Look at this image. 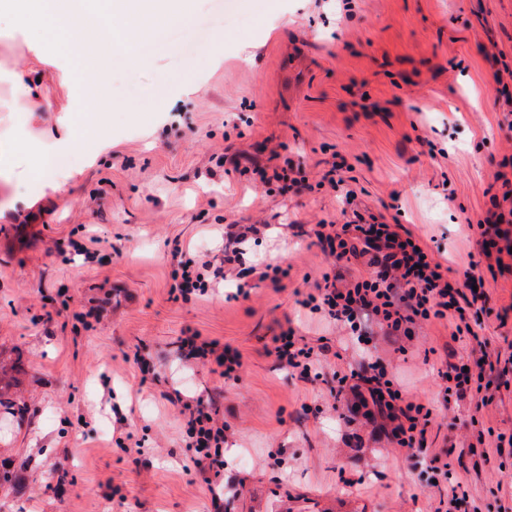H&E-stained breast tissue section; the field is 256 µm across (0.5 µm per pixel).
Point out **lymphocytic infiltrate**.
<instances>
[{"mask_svg":"<svg viewBox=\"0 0 512 512\" xmlns=\"http://www.w3.org/2000/svg\"><path fill=\"white\" fill-rule=\"evenodd\" d=\"M502 200V206L489 212L478 224L481 252L494 257L501 271L506 268L502 254L505 248H512V189L504 192ZM256 231V226L251 225L232 233L234 246L225 250L217 263L197 262L186 258L182 249H175L172 257L177 262L175 289L179 295L185 299L205 295L213 279L224 277L226 270L241 264V245ZM314 235L339 261L361 245L373 250L374 271L341 285L325 283L318 293L308 294L307 303L318 304L330 320L347 330L350 339L359 342L367 334L361 325L366 315L375 319L389 336L409 335L412 326L431 319L447 321L452 339L466 349L467 360L462 365L451 363L438 369V378L448 392L460 397L473 394L476 409L493 402L490 376L499 365L502 352L490 351L488 341L479 337L486 319L493 313L484 290L483 274L470 270L462 278L451 277L448 269L403 225L371 222L360 214L339 226L319 224ZM183 345L192 358L214 364L224 379L236 378L241 358L230 346L194 336L186 337ZM271 352L280 369L304 380L310 379L318 361L313 348L303 343L291 328L273 336ZM357 379L364 381L379 413L395 420L392 438L396 447L406 452L408 460L424 457L431 409L406 400L380 361L365 363L359 371L337 373L338 391L350 389ZM181 413L187 419L184 443L194 451V467L204 475H220L224 469L223 420L200 398L183 401Z\"/></svg>","mask_w":512,"mask_h":512,"instance_id":"obj_1","label":"lymphocytic infiltrate"}]
</instances>
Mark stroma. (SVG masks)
<instances>
[{"label": "stroma", "instance_id": "obj_1", "mask_svg": "<svg viewBox=\"0 0 512 512\" xmlns=\"http://www.w3.org/2000/svg\"><path fill=\"white\" fill-rule=\"evenodd\" d=\"M163 33L82 87L65 57L38 60L0 19V512H215L217 497L235 512H435L441 491L393 450L391 422L336 393L362 353L302 300L324 276L370 267L335 261L312 230L345 221L343 191L322 183L338 165L357 209L456 272L481 260L474 223L512 156V0H202ZM49 66L33 120L14 109L10 75ZM85 93L107 96V119L78 111ZM68 110L86 137L55 194L27 146L54 149ZM287 157L299 184L255 180ZM234 224L259 229L248 292L230 275L174 298L173 249L219 257ZM271 269L279 283L259 280ZM288 327L318 353L319 379L267 354ZM367 328L403 395L433 411L429 453L450 449L454 478L499 512L512 452L485 466L457 448L474 417L512 436V363L479 411L439 387L438 368L466 355L447 321L396 341ZM191 335L236 349L237 379L184 359ZM192 397L214 399L227 427L224 471L208 481L182 443L178 401ZM129 436L140 453L120 448Z\"/></svg>", "mask_w": 512, "mask_h": 512}]
</instances>
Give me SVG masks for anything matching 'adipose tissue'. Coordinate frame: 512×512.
I'll return each mask as SVG.
<instances>
[{"mask_svg":"<svg viewBox=\"0 0 512 512\" xmlns=\"http://www.w3.org/2000/svg\"><path fill=\"white\" fill-rule=\"evenodd\" d=\"M194 0H12L14 24L41 27L65 50L73 52L80 73H90L111 46L135 51L138 42L156 34L157 17L185 20Z\"/></svg>","mask_w":512,"mask_h":512,"instance_id":"ef3b65f1","label":"adipose tissue"}]
</instances>
